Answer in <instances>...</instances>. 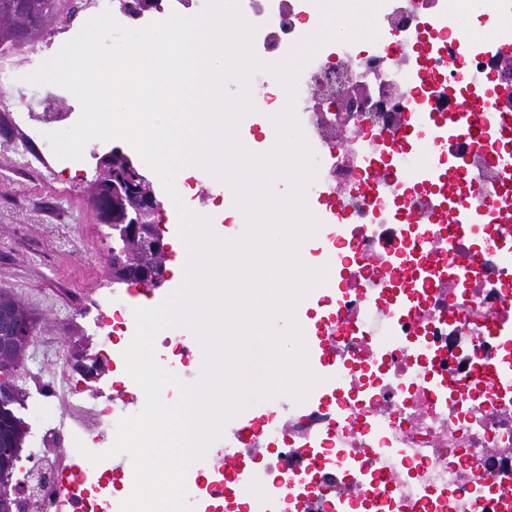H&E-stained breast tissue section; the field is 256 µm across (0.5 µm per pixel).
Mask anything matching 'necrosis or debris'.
I'll return each instance as SVG.
<instances>
[{"label":"necrosis or debris","instance_id":"obj_1","mask_svg":"<svg viewBox=\"0 0 512 512\" xmlns=\"http://www.w3.org/2000/svg\"><path fill=\"white\" fill-rule=\"evenodd\" d=\"M258 59L287 56L341 9L324 0H238ZM368 48L330 38L310 49L293 108L310 148L307 203L326 210L313 254L335 270L316 331L336 365L311 399L264 406L248 437L227 432L185 472L191 512H512V0H383ZM469 25L471 39L455 37ZM372 86L346 124L314 96L336 83ZM485 109L461 119L463 96ZM457 162L423 185L427 155ZM475 212L459 230L448 203ZM432 277L419 285V263ZM96 343L51 338V376L36 394L60 410L40 426L49 453L23 475L15 512H120L135 473L92 463L118 421L140 412L141 387L122 404L81 367H125L136 320L126 291L80 293ZM240 460L224 476V451Z\"/></svg>","mask_w":512,"mask_h":512}]
</instances>
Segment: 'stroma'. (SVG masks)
Instances as JSON below:
<instances>
[{"label": "stroma", "mask_w": 512, "mask_h": 512, "mask_svg": "<svg viewBox=\"0 0 512 512\" xmlns=\"http://www.w3.org/2000/svg\"><path fill=\"white\" fill-rule=\"evenodd\" d=\"M33 58L14 70L0 108L10 112L26 105L41 112L52 102L60 112H80L72 93L56 85H34L28 77L41 65ZM21 132L0 120V290L12 293L41 319L40 332L71 341L78 333L76 309L66 298L68 288H88L109 277L104 259L112 245L90 203L88 185L96 157L112 149V141L90 142L70 178L69 163L54 159L52 167L20 170L12 144ZM87 237L82 250L64 251L73 227Z\"/></svg>", "instance_id": "obj_1"}]
</instances>
